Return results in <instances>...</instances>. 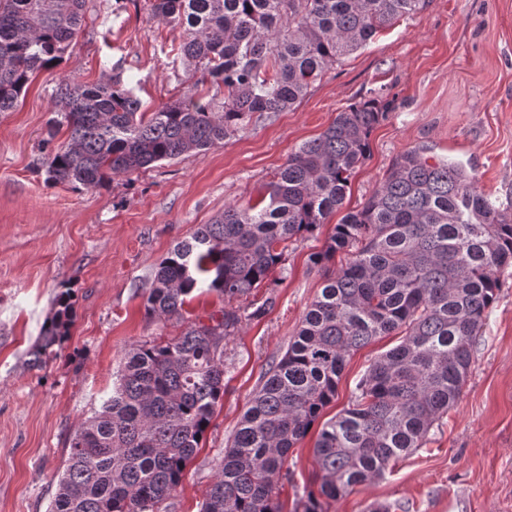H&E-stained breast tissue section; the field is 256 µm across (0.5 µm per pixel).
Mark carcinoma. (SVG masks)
Segmentation results:
<instances>
[{
	"label": "carcinoma",
	"instance_id": "obj_1",
	"mask_svg": "<svg viewBox=\"0 0 512 512\" xmlns=\"http://www.w3.org/2000/svg\"><path fill=\"white\" fill-rule=\"evenodd\" d=\"M423 2L145 0L151 18L184 29L178 55L189 76L181 95L149 112L118 73L91 85L62 79L56 124L69 135L43 158L45 181L96 191L115 176L204 152L245 130L256 112L291 109L325 70ZM85 4L0 0V113L14 109L37 71L62 60ZM388 117L381 96L342 110L288 156L265 196L224 208L177 243L145 291L146 314L180 317L204 285L232 300L269 280L289 241L343 208L371 132ZM428 152L395 157L379 188L312 254L315 265L339 252L347 263L327 277L266 372L201 512H281L276 489L289 450L336 397L346 359L382 336L401 341L371 362L349 407L322 423L319 490L294 512H323L320 498L335 500L383 475L457 404L500 274L512 266V215L462 166ZM55 304L35 365L55 357L52 347L73 320L71 289ZM265 309L231 308L188 324L165 345L132 346L112 396L72 434L48 512H166L224 397V339Z\"/></svg>",
	"mask_w": 512,
	"mask_h": 512
}]
</instances>
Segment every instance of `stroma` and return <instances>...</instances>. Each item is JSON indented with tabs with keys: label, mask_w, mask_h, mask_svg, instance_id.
Listing matches in <instances>:
<instances>
[{
	"label": "stroma",
	"mask_w": 512,
	"mask_h": 512,
	"mask_svg": "<svg viewBox=\"0 0 512 512\" xmlns=\"http://www.w3.org/2000/svg\"><path fill=\"white\" fill-rule=\"evenodd\" d=\"M180 26L149 18L144 0H87L85 22L62 62L39 71L15 111L0 114V512H47L70 438L112 394L125 351L165 343L188 323L230 307L266 303L224 342V397L168 512H200L248 400L284 354L327 274L313 265L338 215L289 242L276 286L231 301L194 292L182 319L146 315L143 292L159 260L225 207L256 202L288 155L321 134L337 112L378 93L388 120L351 179L349 207L380 186L393 159L418 146L463 165L479 189L512 210V0H425L416 14L381 31L327 69L284 112L255 115L244 131L208 151L126 178L99 191L50 185L45 153L65 141L54 93L62 78L94 83L120 72L144 108L179 97L187 66L173 49ZM76 317L57 358L31 363L42 325L64 288ZM400 342L386 336L348 358L332 418L349 407L370 362ZM310 431L288 454L279 484L282 512L318 489ZM512 512V266L487 312L458 403L421 448L377 478L323 503L325 512Z\"/></svg>",
	"instance_id": "obj_1"
}]
</instances>
